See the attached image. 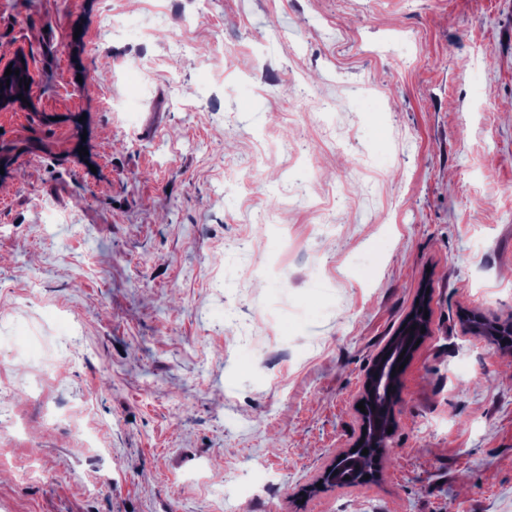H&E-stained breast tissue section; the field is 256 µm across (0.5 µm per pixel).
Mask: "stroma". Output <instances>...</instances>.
Segmentation results:
<instances>
[{
    "label": "stroma",
    "instance_id": "obj_1",
    "mask_svg": "<svg viewBox=\"0 0 512 512\" xmlns=\"http://www.w3.org/2000/svg\"><path fill=\"white\" fill-rule=\"evenodd\" d=\"M20 53L0 512H512V0H0ZM425 283L378 479L300 497Z\"/></svg>",
    "mask_w": 512,
    "mask_h": 512
}]
</instances>
